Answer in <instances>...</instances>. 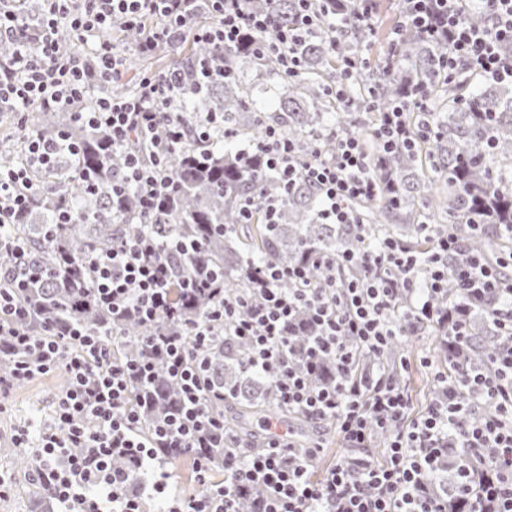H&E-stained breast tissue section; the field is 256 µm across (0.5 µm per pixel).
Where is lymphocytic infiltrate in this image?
Masks as SVG:
<instances>
[{
  "label": "lymphocytic infiltrate",
  "instance_id": "1",
  "mask_svg": "<svg viewBox=\"0 0 512 512\" xmlns=\"http://www.w3.org/2000/svg\"><path fill=\"white\" fill-rule=\"evenodd\" d=\"M209 2L210 15L200 22L198 0H42L37 33L18 39L16 60L0 67V106L21 113L35 102L65 104L122 78V52L108 34L119 25L140 26L149 15L156 25L136 44V52L149 54L175 43L190 26L199 41L227 48L257 33L261 39L253 43L254 53L274 56L287 76L299 67L294 45L318 32L315 0H298L290 27L248 10L244 0ZM457 2L408 0L406 18L429 35L447 28L446 71L463 67L483 78L512 80V55L503 50L512 43V0H494L483 26L468 23ZM63 29L86 45L85 55H59ZM172 89L169 75L149 74L141 78L133 98L99 99L95 110L84 115L89 125L106 132L113 149L124 151L128 182L137 188L144 213L155 219L164 214L174 190L163 157L183 139L181 119L170 109ZM161 125L168 127L169 137L157 142L156 162L144 163L130 140L136 134L153 136ZM72 148L64 137H33L23 164L0 168V227L12 223L25 206L31 169L52 168L57 156ZM255 148L284 187L302 178L317 187L326 223H357L350 202L376 194L369 156L357 137H339L331 154L315 149L305 159L297 144L269 127ZM457 248L456 238L446 236L422 257L392 240L376 251L324 256L319 263L326 276L318 285L302 267L247 271L249 288L232 296L214 294L209 314L187 322L186 335L147 336L143 352L125 359L114 357L101 340L77 327L33 334L20 322L24 307L18 294L0 293V337H6L13 355L9 374L0 375V399L40 374L60 370L69 377L49 425L39 430L30 423L19 426L14 444L33 450L39 476L59 512H145V501L170 491L160 449L234 445L208 404L202 379L203 350L218 338H231L246 344L247 370L267 375L279 405L313 422L333 420L352 449L369 447L380 429L391 431V442L382 459L350 454L318 476L314 452L296 457L289 440L270 430L260 451L225 458L223 479L211 480L207 464L197 462L200 492L173 499L168 512H239L242 491L253 487L267 492L261 512H447L444 498L430 496L427 484L451 448L490 459L493 471L475 494L467 466L459 465L448 482L449 493L465 501L468 512H486L490 502L497 512H512V344L503 346L488 368L471 375L459 378L449 370H435L441 395L416 418L410 415L400 377L411 369V361L402 360L397 372L382 364L391 341L404 335L406 325L420 329L447 321V313L434 308L431 298L447 288L452 275L448 256ZM194 250V244L150 229L110 249L87 253L83 271L96 300L113 316L133 317L152 327L178 316V300L216 283L210 269L172 265L171 255L186 258ZM509 267L512 252L493 263L477 253L453 275L469 296L493 290L506 297L493 318L512 337V280L500 275ZM302 309L315 336L299 351L291 328ZM325 361L332 363L336 379L314 383L312 376ZM160 367L178 383L181 407L146 435L131 388L150 384ZM469 414L474 422L460 425L459 417ZM117 458L127 460L128 468H114Z\"/></svg>",
  "mask_w": 512,
  "mask_h": 512
}]
</instances>
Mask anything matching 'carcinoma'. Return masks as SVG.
I'll list each match as a JSON object with an SVG mask.
<instances>
[{
  "label": "carcinoma",
  "instance_id": "1",
  "mask_svg": "<svg viewBox=\"0 0 512 512\" xmlns=\"http://www.w3.org/2000/svg\"><path fill=\"white\" fill-rule=\"evenodd\" d=\"M490 2L461 0V8L469 20L483 23ZM296 4L297 0H251L254 10L271 14L278 24L292 22ZM359 8V0H345L336 13L321 16V33L294 45L300 64L295 76L283 75L271 59H257L250 37L226 49L182 36L166 73L181 77L172 111L180 113L186 134L164 158L175 190L161 223L165 234L193 240L198 249L186 262L172 255L176 268L187 263L213 269L221 274L220 288L231 294L249 287V267H294L315 254L371 248L385 238L421 255L431 249L434 237L451 235L459 247L448 256L450 268L465 265L473 252L493 256L512 249V241L500 235L512 226V82L477 77L464 69L446 74L442 59L448 42L406 22L400 37L392 41L389 63L361 67L345 80L339 60L368 55L373 38L354 20ZM15 10L21 33L33 35L40 24L39 5L17 2ZM203 59L212 65L213 75L200 83L195 74ZM245 67L278 87V109L273 114L259 106L257 89L243 80ZM412 89L431 100L429 137L410 149L384 155L382 161L373 157L371 172L379 195L352 203L361 224L322 223L320 195L311 183L300 180L287 191L255 152L241 148L274 126L303 149L316 144L328 154L338 135L370 138L376 113L409 100L407 92ZM137 91L138 86L123 80L104 84L95 96L71 105L46 109L36 103L26 128L11 125L0 138V166L21 164L31 137L56 139L65 134L78 147L75 155L63 153L54 169L35 174L30 199L9 227L25 242V255L0 252V289L14 288L12 276L19 268L34 271L19 290L29 313L22 325L37 335L77 325L88 334L105 336L122 358L138 355L142 337L148 334H185L184 319H199L211 306L206 290L195 293L182 317L153 328L134 319L115 321L96 304L92 285L81 274L87 253L140 233L147 220L140 212L138 191L125 185L124 153L112 150L104 134L77 121L75 113L94 111L100 97L127 98ZM202 127L210 133L206 141L198 136ZM427 167L448 181V223L432 227L430 237L423 234V223L431 221L436 201L435 181L424 173ZM89 182L96 188H87ZM244 196L255 204L249 224L243 223L238 209ZM270 198L280 201L274 224L267 223L263 208ZM64 212L71 223H59ZM434 305L450 312L463 306L467 326V338L459 348L448 345L447 327L432 326L441 365L460 373L484 367L507 342L492 320L499 305L492 294L469 299L450 276L447 292ZM246 356V345L238 341H218L205 352L206 384L223 395L211 400V408L224 420L226 432L259 447L263 437L251 429L256 418L274 416L304 429L306 417L279 407L269 396L267 379L244 370ZM134 391L152 398L151 405L142 408L145 432L163 413L180 405L177 383L162 370L151 385L136 384ZM233 452L224 447L197 449L217 472L224 470V455ZM13 460L32 477L29 492L43 501L51 499L35 460L20 450L13 451Z\"/></svg>",
  "mask_w": 512,
  "mask_h": 512
}]
</instances>
